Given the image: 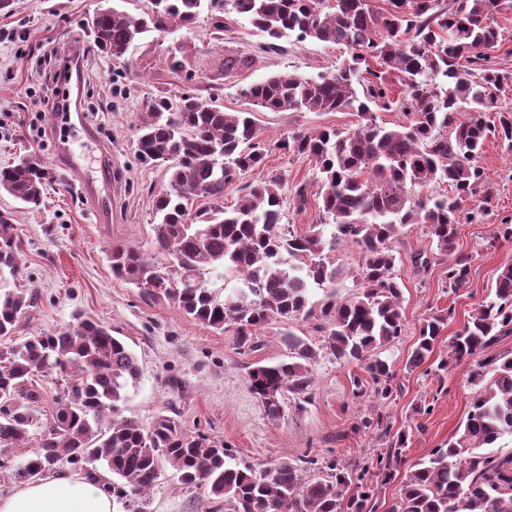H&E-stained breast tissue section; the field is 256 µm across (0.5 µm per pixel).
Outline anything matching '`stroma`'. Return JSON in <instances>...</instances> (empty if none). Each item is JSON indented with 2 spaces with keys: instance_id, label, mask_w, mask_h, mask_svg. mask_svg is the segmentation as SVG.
I'll return each instance as SVG.
<instances>
[{
  "instance_id": "obj_1",
  "label": "stroma",
  "mask_w": 512,
  "mask_h": 512,
  "mask_svg": "<svg viewBox=\"0 0 512 512\" xmlns=\"http://www.w3.org/2000/svg\"><path fill=\"white\" fill-rule=\"evenodd\" d=\"M100 4L101 0H0V166L28 153L55 162L61 144L83 158L79 173L57 168L60 181L48 189L38 211L16 208L10 196L0 194V210H14L21 240L22 267L16 285L36 295L20 320L17 338L64 327L78 313L97 319L130 347L140 365V378L121 405L122 416L147 429L159 418H173L223 444L230 463H246L258 470L306 456L321 462L374 458L386 452L388 440L379 430L361 428L360 421L383 412L393 429L408 433L401 465L378 490V512H389L410 466L445 447L466 419L475 362H449L443 370L438 364L447 360L448 340L493 287L499 268L512 262V241L491 240L496 225L512 223V144L493 135L486 139L479 164L492 186V207L485 223L459 227L458 249L472 257L464 288L455 293L447 288L445 257L431 256L423 270L413 265V253L430 247L423 225L406 226L394 243L402 256L396 272L405 330L385 350L397 368L390 397L378 401L357 396L353 380L360 368L339 364L323 351L312 366L306 395L285 393L280 416L271 418L252 390L248 372L287 358L288 349L276 330L262 332L257 350L239 348L231 332L220 333L187 318L171 303L151 301L112 273L108 253L113 245L139 249L150 258L157 255L152 199L166 177L137 160L133 125L151 97L180 90L181 81L167 64L172 47L179 43L196 71L197 97L217 102L228 112L253 113L262 137L276 140L324 128L354 129L358 117L348 110L266 112L240 95L241 87L273 74L317 77L341 64L348 51L289 37L282 41L283 51L260 55L256 49L263 34L240 18L220 41L205 25L190 39L174 28L147 33L130 47L127 57L132 66L127 69L92 50L88 28ZM71 43L86 52L80 63L81 79L66 84L53 81V70L61 66ZM252 53L257 56L252 66L223 70L224 56ZM63 94L76 99L80 111L87 113L91 133L61 123L50 126L39 100ZM106 169L112 172L105 186L112 211L109 223L99 224L79 183L100 181ZM275 169L287 171L289 184L302 182L308 188L306 208L285 205L284 223L298 232L320 223L318 196L323 185L314 162L276 150L246 179L259 181ZM336 262L341 273L335 284L328 291L313 290L312 302L330 293L343 299L355 292L357 247L340 245ZM449 306L455 316L442 331L441 343L421 367L408 370L420 319ZM148 498L150 512H216L203 491L181 488L168 467Z\"/></svg>"
}]
</instances>
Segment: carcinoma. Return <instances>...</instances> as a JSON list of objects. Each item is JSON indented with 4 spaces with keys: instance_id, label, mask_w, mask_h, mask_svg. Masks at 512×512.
Returning a JSON list of instances; mask_svg holds the SVG:
<instances>
[{
    "instance_id": "1",
    "label": "carcinoma",
    "mask_w": 512,
    "mask_h": 512,
    "mask_svg": "<svg viewBox=\"0 0 512 512\" xmlns=\"http://www.w3.org/2000/svg\"><path fill=\"white\" fill-rule=\"evenodd\" d=\"M501 0H142L139 12L112 6L95 12L93 46L123 60L142 35L176 28L195 34L200 22L220 39L228 14L246 18L268 37L263 51L283 50L279 40L296 36L344 45L348 61L308 79L275 74L251 83L240 95L272 112H337L356 109L352 131L323 129L270 143L250 112H226L200 101L187 88L156 95L138 115L133 140L139 162L164 169L166 186L152 210L155 247L169 263L149 260L137 249L116 245L113 272L153 301H169L183 315L254 350L259 333L272 326L288 348V360L258 365L250 385L268 415L277 418L286 392L302 393L312 364L324 349L341 364L357 363L378 399L390 396L396 371L379 349L404 326L402 288L392 242L409 224H422L438 253L449 256L448 288L465 287L472 256L457 249V225L481 224L491 211L492 186L478 158L487 134L512 142V117L489 125L501 111L499 92L509 77L494 64L492 27ZM365 68L364 97L354 79ZM397 73L402 91L390 97L386 71ZM396 109L402 120L377 122L371 106ZM315 160L324 183L323 222L298 232L282 224L285 170H272L229 209L224 192L260 166L270 148ZM54 178L39 156L0 168V193L31 209L40 206ZM446 184L447 193L420 195ZM331 226L330 234L325 228ZM13 216L0 211V471L27 484L67 466L102 485L124 512H147L145 497L168 465L186 489L202 490L226 512H377L370 468L355 460L280 462L256 471L230 464L224 448L201 432L163 417L149 429L119 417L127 388L137 382L135 354L112 330L91 317L74 316L64 328L13 339L33 294L10 287L20 274ZM359 249L353 297L321 301L322 343L314 346L291 330L313 315L310 292L332 287L341 269L333 256L341 244ZM222 271L241 286L220 295L209 274ZM454 317L448 307L420 321L408 366H421ZM512 334V264L499 269L492 296L478 304L448 343V358L472 359L478 385L465 422L429 458L415 463L401 482L390 512H512V452L497 442L512 437V357L488 350ZM39 374L67 381L68 392L53 419L39 420ZM489 381H484L486 375ZM116 417L104 423L106 414ZM40 429L36 449L21 462L5 455ZM406 432L389 439L380 483L402 462Z\"/></svg>"
}]
</instances>
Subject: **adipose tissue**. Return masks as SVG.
Segmentation results:
<instances>
[{"mask_svg": "<svg viewBox=\"0 0 512 512\" xmlns=\"http://www.w3.org/2000/svg\"><path fill=\"white\" fill-rule=\"evenodd\" d=\"M0 512H121L111 494L77 473L55 472L0 495Z\"/></svg>", "mask_w": 512, "mask_h": 512, "instance_id": "ef3b65f1", "label": "adipose tissue"}]
</instances>
